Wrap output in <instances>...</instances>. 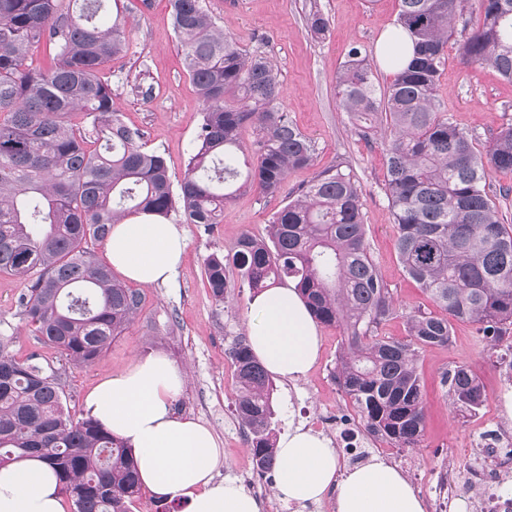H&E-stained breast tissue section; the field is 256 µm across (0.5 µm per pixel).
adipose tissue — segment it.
Returning <instances> with one entry per match:
<instances>
[{
	"label": "adipose tissue",
	"instance_id": "1",
	"mask_svg": "<svg viewBox=\"0 0 512 512\" xmlns=\"http://www.w3.org/2000/svg\"><path fill=\"white\" fill-rule=\"evenodd\" d=\"M187 245L177 224L148 214L113 225L105 239L109 262L143 286L171 282ZM259 316L249 344L265 369L284 379L307 374L320 348L317 324L295 288L273 287L254 299ZM183 374L154 355L97 383L86 395L92 418L131 446L142 485L186 512H260L257 499L231 478L217 479L222 450L204 424L175 416L172 400ZM275 488L300 505L335 491L336 512H424L407 479L381 458L340 469L334 448L295 429L277 443ZM0 512H64L54 470L37 458L0 468Z\"/></svg>",
	"mask_w": 512,
	"mask_h": 512
}]
</instances>
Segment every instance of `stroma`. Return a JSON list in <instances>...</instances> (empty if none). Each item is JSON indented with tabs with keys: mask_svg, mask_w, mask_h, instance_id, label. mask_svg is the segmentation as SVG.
I'll list each match as a JSON object with an SVG mask.
<instances>
[{
	"mask_svg": "<svg viewBox=\"0 0 512 512\" xmlns=\"http://www.w3.org/2000/svg\"><path fill=\"white\" fill-rule=\"evenodd\" d=\"M202 5L225 34L275 61L280 107L314 143L313 167L290 172L277 194L241 193L226 204L213 226L172 214V222L187 239L173 282L142 287L140 311L92 363L73 365L37 336L20 307L29 284L7 274H0V343L19 358L31 356L50 365L60 377L63 403L77 419L86 418L85 396L100 379L127 369L136 360L166 355L184 374L172 403L174 414L195 419L213 431L222 448L219 477L239 481L251 453L240 438L242 424L234 411L235 375L228 347L234 338L248 335L257 315L249 288L234 289L224 303L214 300L204 275V261L210 254L232 252L245 233L265 236L272 215L290 195L316 172L342 163L359 180L370 252L400 305V316L383 327V335L405 337L406 313L432 312L436 306L398 261L384 192L383 142L362 140L336 95L337 74L347 51L359 45L378 57L382 34L396 24L399 0H202ZM317 9L330 20L327 33L319 38L306 24L308 14ZM125 29L129 50L107 71L114 107L128 126L140 130L145 150L165 157L172 183H179L199 131L202 102L184 68L169 0H132ZM447 54L437 98L453 121L479 147H486L502 126L504 108L512 109V82L492 68L462 63L455 49ZM319 336V355L309 372L293 381L274 382L277 436L308 427L325 408L349 404L333 378L343 334L339 328L323 325ZM459 365L469 366L485 388L486 399L477 413L458 410L442 382L444 373ZM418 366L424 393L423 442L416 449L387 446L382 454L427 503L436 495V477L449 456H456L460 468H468L465 444L475 432L485 426L512 430V378L503 374L495 354L469 323L455 324L449 346L421 351Z\"/></svg>",
	"mask_w": 512,
	"mask_h": 512,
	"instance_id": "obj_1",
	"label": "stroma"
}]
</instances>
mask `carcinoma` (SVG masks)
<instances>
[{"label": "carcinoma", "mask_w": 512, "mask_h": 512, "mask_svg": "<svg viewBox=\"0 0 512 512\" xmlns=\"http://www.w3.org/2000/svg\"><path fill=\"white\" fill-rule=\"evenodd\" d=\"M171 2L185 70L204 106L177 193L164 157L144 150L141 133L122 122L104 76L129 48L128 0H0V272L30 282L24 316L76 366L95 360L143 303L93 259L89 240L141 213L167 219L180 211L211 226L242 192L274 194L289 172L315 163L314 144L279 106L273 61L219 30L202 0ZM477 2L478 24L457 41L460 59L512 81V0ZM468 3L400 0L385 56L391 84L377 89L374 60L360 47L348 51L337 77L340 104L361 138L385 121L398 258L441 314L411 311L406 337L379 335L398 309L370 254L359 180L340 163L274 214L268 238L244 234L233 253L204 262L219 303L236 287L233 267L255 294L294 282L316 322L341 327L334 379L365 430L394 448L422 442L420 350L448 346L457 322L476 325L492 350L512 331V233L486 182L489 170L512 175V117L483 151L436 95ZM307 26L322 36L329 18L316 10ZM402 30L414 42L406 66ZM39 48L51 56L46 69L27 64ZM78 113L82 125L72 122ZM229 355L250 452L260 468H273L272 381L244 337ZM444 382L453 404L470 413L483 405L468 366L445 373ZM61 393L54 371L0 346V465L41 458L55 469L71 512H131L140 494L131 448L91 417L72 420Z\"/></svg>", "instance_id": "1"}]
</instances>
